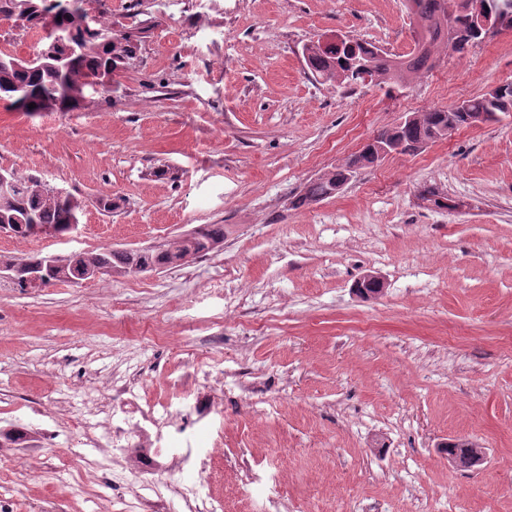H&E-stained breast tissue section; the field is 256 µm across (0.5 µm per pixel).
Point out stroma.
<instances>
[{
	"mask_svg": "<svg viewBox=\"0 0 512 512\" xmlns=\"http://www.w3.org/2000/svg\"><path fill=\"white\" fill-rule=\"evenodd\" d=\"M151 29L111 98L28 114L0 100V168L81 201L76 232L0 236V256L142 249L202 224L223 245L181 267L20 288L0 279V512H114L151 474L83 446L112 384L192 411L174 381L202 363L254 374L216 387L187 429L225 512H512V112L296 200L404 113L512 82V28L401 88L346 94L304 44L342 33L410 51L401 0H140ZM437 188L459 210L427 201ZM117 208L99 206L102 196ZM385 281L376 298L355 284ZM451 439L485 448L452 464ZM250 461L260 484L242 486ZM354 173V169H349L346 173V180L340 183L336 190V179H338L336 171L329 172L328 177L320 176L307 186L305 194L299 199L298 203H303L308 200L317 201L335 195V191H340L354 177Z\"/></svg>",
	"mask_w": 512,
	"mask_h": 512,
	"instance_id": "1",
	"label": "stroma"
}]
</instances>
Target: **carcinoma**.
Returning <instances> with one entry per match:
<instances>
[{
    "instance_id": "1",
    "label": "carcinoma",
    "mask_w": 512,
    "mask_h": 512,
    "mask_svg": "<svg viewBox=\"0 0 512 512\" xmlns=\"http://www.w3.org/2000/svg\"><path fill=\"white\" fill-rule=\"evenodd\" d=\"M473 0H402L411 21L425 31L429 50L412 51L398 60L370 43L353 39L364 67L336 66L333 58L312 41L303 47V56L312 74L339 87L350 88L359 83L406 86L424 71L434 67V56L447 49L462 54L466 48L485 38L472 29L469 19L472 12L468 5ZM61 17L57 25L75 33V50L68 52L56 49L42 56L35 64H28L7 54L0 55V98L8 99L22 112H74L82 107L84 94L94 79L113 78L117 70L130 66L140 50V45L149 27L133 25L121 29L112 24H90L86 0H0V19H25L29 30L44 28L43 19L48 15ZM449 17L454 27L463 33L457 44H448L441 34L438 18ZM21 86L26 91L23 98L12 97L8 91ZM35 107L30 109L28 104ZM482 112L486 120H493L500 112H512V83L499 85L485 94L464 100L443 109L427 111L421 124L405 125L396 132L385 130L377 141L401 146L400 152L409 153L421 140L434 141L443 137L442 130L448 126L460 129L467 124V113ZM336 173L319 177L311 182L299 202L317 201L335 195ZM15 191L9 198L0 199V224H22L24 228L17 236L27 238L34 235L28 216L35 224L52 227L57 234L71 233V225L79 222L81 204L68 195H58L53 190H37L39 180L12 176ZM224 242V225L205 224L193 231V248L197 256L205 255ZM99 261L117 269L133 265L164 271L173 266L179 254L169 248H147L142 250L117 251L105 248L96 253ZM84 264V254L68 257L66 268L50 273L49 283L66 281L71 268ZM442 452L459 459L464 467L478 462L473 446L457 442L450 443Z\"/></svg>"
}]
</instances>
